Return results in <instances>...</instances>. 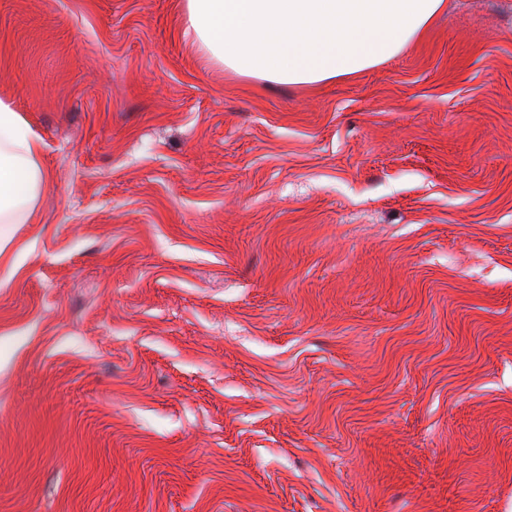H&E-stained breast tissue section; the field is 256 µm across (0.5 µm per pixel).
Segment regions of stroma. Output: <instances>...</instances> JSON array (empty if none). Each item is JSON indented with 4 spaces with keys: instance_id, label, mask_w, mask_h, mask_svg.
Listing matches in <instances>:
<instances>
[{
    "instance_id": "stroma-1",
    "label": "stroma",
    "mask_w": 512,
    "mask_h": 512,
    "mask_svg": "<svg viewBox=\"0 0 512 512\" xmlns=\"http://www.w3.org/2000/svg\"><path fill=\"white\" fill-rule=\"evenodd\" d=\"M180 2L0 0V512H512V0L316 87ZM43 152L25 115L0 97V247L10 225L36 221L49 184Z\"/></svg>"
}]
</instances>
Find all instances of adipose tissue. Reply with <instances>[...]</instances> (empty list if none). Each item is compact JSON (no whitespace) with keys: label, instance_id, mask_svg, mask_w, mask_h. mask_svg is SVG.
Returning a JSON list of instances; mask_svg holds the SVG:
<instances>
[{"label":"adipose tissue","instance_id":"obj_1","mask_svg":"<svg viewBox=\"0 0 512 512\" xmlns=\"http://www.w3.org/2000/svg\"><path fill=\"white\" fill-rule=\"evenodd\" d=\"M447 0H182L183 35L208 62L241 77L315 86L399 55ZM44 145L0 97V237L35 223L49 184Z\"/></svg>","mask_w":512,"mask_h":512}]
</instances>
